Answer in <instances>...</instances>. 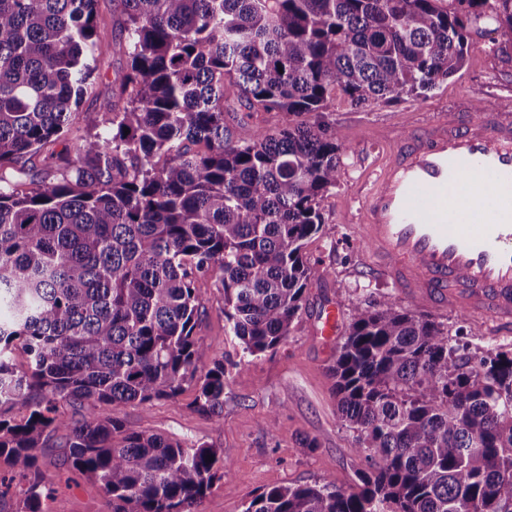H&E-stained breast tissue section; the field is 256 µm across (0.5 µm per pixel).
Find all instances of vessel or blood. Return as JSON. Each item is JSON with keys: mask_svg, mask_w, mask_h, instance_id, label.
<instances>
[{"mask_svg": "<svg viewBox=\"0 0 512 512\" xmlns=\"http://www.w3.org/2000/svg\"><path fill=\"white\" fill-rule=\"evenodd\" d=\"M361 213L373 270L432 307L512 320V110L406 141Z\"/></svg>", "mask_w": 512, "mask_h": 512, "instance_id": "vessel-or-blood-1", "label": "vessel or blood"}]
</instances>
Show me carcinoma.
<instances>
[{
	"label": "carcinoma",
	"instance_id": "cac0c4a2",
	"mask_svg": "<svg viewBox=\"0 0 512 512\" xmlns=\"http://www.w3.org/2000/svg\"><path fill=\"white\" fill-rule=\"evenodd\" d=\"M98 2L0 0V512H51L38 449L60 434L112 512H200L232 474L224 450L118 410L192 385L222 417L224 358L197 369L198 282L220 290L244 355L286 340L343 175L325 112L426 95L471 33L512 30V0H112L128 62L85 115L112 136L57 152L101 77ZM234 100L287 121L236 140ZM461 350L390 299L354 306L329 372L355 486L273 487L243 512H512V352Z\"/></svg>",
	"mask_w": 512,
	"mask_h": 512
}]
</instances>
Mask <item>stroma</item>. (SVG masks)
Instances as JSON below:
<instances>
[{
  "label": "stroma",
  "mask_w": 512,
  "mask_h": 512,
  "mask_svg": "<svg viewBox=\"0 0 512 512\" xmlns=\"http://www.w3.org/2000/svg\"><path fill=\"white\" fill-rule=\"evenodd\" d=\"M510 98L512 31L500 29L477 38L464 68L426 96L360 106L339 99L327 112L342 145L343 177L322 202L326 228L309 240L306 256L328 275L312 280L306 306L288 338L273 350L243 356L237 339L224 326L220 292L212 282L202 281L206 313L196 334L207 356L198 369L206 371L219 356L230 366L222 419L195 409L191 386L176 400L130 405L119 413L129 429L162 434L189 446L206 443L223 449L232 474L215 484L201 512H243L254 495L272 486L326 478L352 486L362 461L354 433L339 419L327 373L338 344L325 342L321 333L324 305H338L346 325L353 306L389 296L413 312L433 314L447 325L449 337L464 345L466 354L512 351V328L493 315L471 310L463 316L456 310L430 308L391 280L373 274L362 258L366 245L359 228L361 197L398 145L441 115H453L463 125ZM39 455L45 481L54 490L51 512H111L99 485L70 470L63 441L41 449Z\"/></svg>",
  "instance_id": "1"
}]
</instances>
